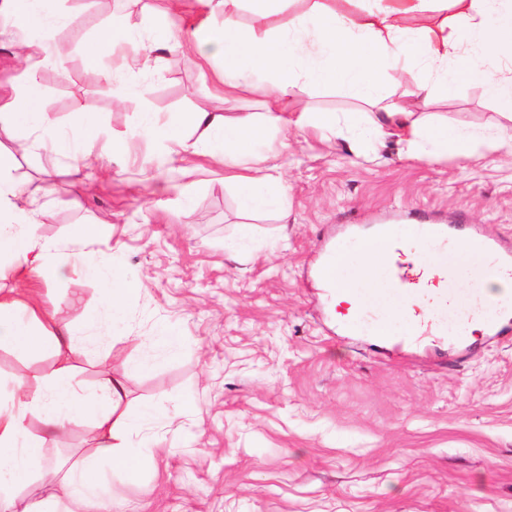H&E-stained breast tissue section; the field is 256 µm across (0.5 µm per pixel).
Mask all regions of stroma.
Segmentation results:
<instances>
[{"label":"stroma","mask_w":512,"mask_h":512,"mask_svg":"<svg viewBox=\"0 0 512 512\" xmlns=\"http://www.w3.org/2000/svg\"><path fill=\"white\" fill-rule=\"evenodd\" d=\"M311 2L283 0L263 16L241 0L233 19L240 30L275 34ZM122 3L60 0L66 19L48 41L67 54L39 71L57 128L93 113L122 152L76 175L68 158L40 146L20 154L13 170L26 193L52 190L38 217L42 238L63 242L73 225L108 220L111 238L89 248L140 284L118 332L97 312V277L78 269L39 287L37 302L70 324L84 350L75 359L84 378L125 376L133 414L181 407L145 423L140 476H106L110 512H512V338L452 331L380 344L368 329L340 322L345 306L315 281L328 247L354 252L351 226H407L413 211L512 241V157L416 160L392 138L355 147L324 137L299 128V113L341 119L368 106L341 89L301 84L272 144L288 212L244 213L223 164L190 153L167 162L136 130L146 112L161 120L172 112L261 114L270 76L228 99L218 64L195 49L154 51L147 71L127 70L117 55L89 62L84 45L117 18L152 45L155 0ZM105 69L127 85L124 96L107 90ZM429 75L421 64L399 74L392 100L444 125L480 133L505 126L466 78L421 106L412 91ZM142 81L153 85L145 99L134 91ZM243 224L254 238L230 252ZM164 325L178 333L174 349L156 341ZM98 443L80 420L47 437L46 455L72 461Z\"/></svg>","instance_id":"stroma-1"}]
</instances>
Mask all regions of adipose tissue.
<instances>
[{"label":"adipose tissue","mask_w":512,"mask_h":512,"mask_svg":"<svg viewBox=\"0 0 512 512\" xmlns=\"http://www.w3.org/2000/svg\"><path fill=\"white\" fill-rule=\"evenodd\" d=\"M239 0H224L223 27H202L183 39L169 9H162L165 24L163 50L182 52L194 44L205 60L222 64L224 85L236 91L251 85L262 71L276 75V104L262 122L251 116H230L216 112H175L165 121L144 114L139 133L151 136L166 149H188L186 131L198 134L195 144L218 162L235 160L241 167L232 180L243 211L269 209L287 211L284 191L277 187L268 169V155L260 146L270 132L281 129L283 114L298 84L313 88L339 87L369 104L366 112L352 113L346 121L348 134L357 141L396 138L409 155L433 158L454 152L464 160L476 156L479 133L440 126L401 103L387 100L390 72L418 59L436 74L434 82L417 86L422 101L435 94L452 93L461 77L478 79L486 96L512 121V0H364L357 13L336 10L331 0H312L305 14L292 18L276 37L242 34L231 16ZM435 17L436 23L417 32L402 24L409 15ZM57 0H0V20L23 33L20 58L26 80L0 103V131L10 144L0 143V257L12 258L11 268L20 275L33 276L49 285L80 269L101 277V302L112 321H119L136 283L120 268L105 267L89 252L65 251L57 242L37 233L36 198L25 197L13 177L16 153L24 149L29 134L40 133L55 154L70 156L84 165L118 151V144L102 135L98 120L82 115L74 133H66L51 123L36 80L47 58V47L35 40V33L62 22ZM479 56L497 61L502 71H479L464 56L465 47ZM120 54L139 69L150 67L144 54L121 21H113L85 47L90 62ZM358 263L353 278H345V252H337L320 271L323 286L333 288L337 303L347 306V319H354L365 300L364 289L379 288L387 269V255L399 251L403 262L413 265L437 260L427 257V249L407 228L389 230L387 238L364 235L358 242ZM68 325L60 324L48 309L32 307L11 294L0 293V349L19 355L50 353L56 359L46 374L19 373L8 402H0V512H56L59 496H66L73 512H82L98 500L102 464L113 473L132 475L144 462L135 451L140 420L155 414V407L140 416H125L121 407L126 390L123 377H99L94 387H84L71 357L77 351ZM42 426L38 436L30 435L29 418ZM92 422L100 439L95 455L68 466L59 479V492L35 493V482L53 470L44 453V438L73 420Z\"/></svg>","instance_id":"1"}]
</instances>
